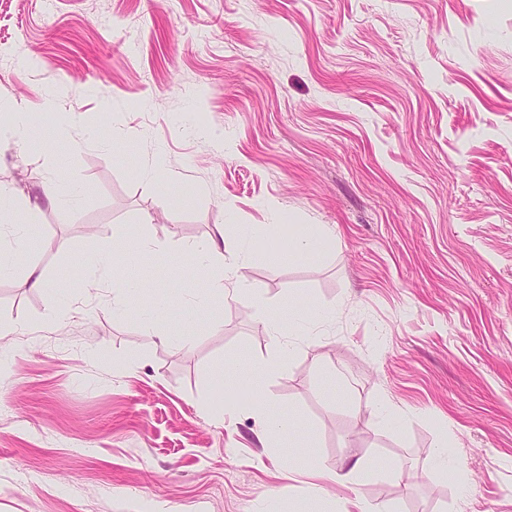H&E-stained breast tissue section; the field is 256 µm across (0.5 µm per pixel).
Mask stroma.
<instances>
[{"label":"stroma","instance_id":"35a3bbf8","mask_svg":"<svg viewBox=\"0 0 512 512\" xmlns=\"http://www.w3.org/2000/svg\"><path fill=\"white\" fill-rule=\"evenodd\" d=\"M22 119L0 185L81 198L28 231L64 289L0 277V512H512V0H0V131ZM217 236L250 253L228 302L188 253ZM104 247L169 294L153 334L89 287ZM258 294L285 333L336 318L286 351ZM270 406H272L271 400L262 395H259L252 405L253 411L265 418L266 432L269 437L277 438L286 433L290 435L295 426L293 419L291 417L273 414L270 412Z\"/></svg>","mask_w":512,"mask_h":512}]
</instances>
